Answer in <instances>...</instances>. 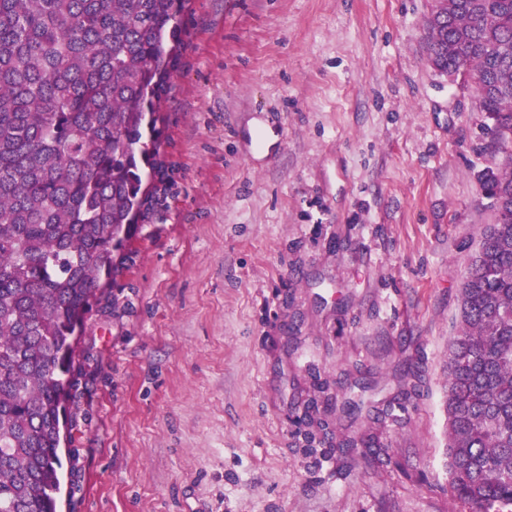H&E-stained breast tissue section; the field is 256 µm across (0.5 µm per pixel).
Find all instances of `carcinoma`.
<instances>
[{
	"label": "carcinoma",
	"mask_w": 512,
	"mask_h": 512,
	"mask_svg": "<svg viewBox=\"0 0 512 512\" xmlns=\"http://www.w3.org/2000/svg\"><path fill=\"white\" fill-rule=\"evenodd\" d=\"M188 0H0V512H57L72 336L166 194L160 113ZM429 61L476 80L512 149V0H435ZM494 222L448 342V486L512 506V169L478 176Z\"/></svg>",
	"instance_id": "cac0c4a2"
}]
</instances>
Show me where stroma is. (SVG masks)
Returning a JSON list of instances; mask_svg holds the SVG:
<instances>
[{"instance_id":"1","label":"stroma","mask_w":512,"mask_h":512,"mask_svg":"<svg viewBox=\"0 0 512 512\" xmlns=\"http://www.w3.org/2000/svg\"><path fill=\"white\" fill-rule=\"evenodd\" d=\"M432 5L190 0L174 183L87 316L62 512H470L448 341L477 176L512 156L431 68ZM356 380L366 408L333 413ZM311 399L323 427L295 426Z\"/></svg>"}]
</instances>
